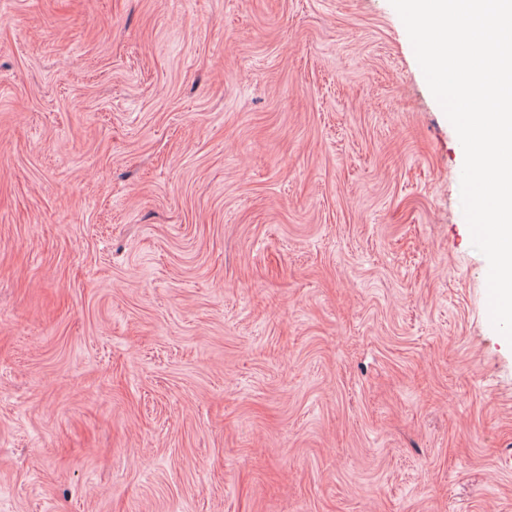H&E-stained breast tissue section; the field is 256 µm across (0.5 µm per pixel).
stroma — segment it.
Segmentation results:
<instances>
[{"instance_id":"35a3bbf8","label":"stroma","mask_w":512,"mask_h":512,"mask_svg":"<svg viewBox=\"0 0 512 512\" xmlns=\"http://www.w3.org/2000/svg\"><path fill=\"white\" fill-rule=\"evenodd\" d=\"M390 0H0V512H512V343Z\"/></svg>"}]
</instances>
